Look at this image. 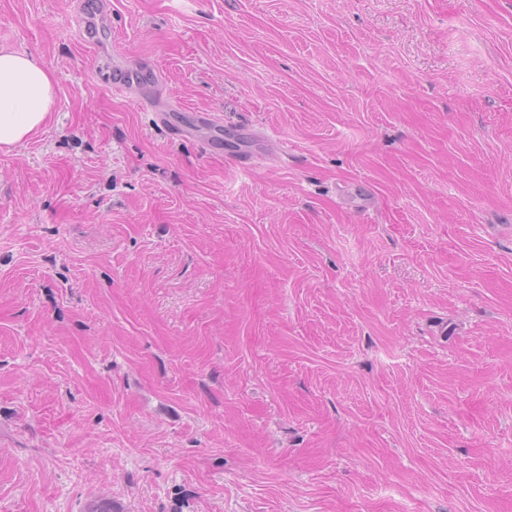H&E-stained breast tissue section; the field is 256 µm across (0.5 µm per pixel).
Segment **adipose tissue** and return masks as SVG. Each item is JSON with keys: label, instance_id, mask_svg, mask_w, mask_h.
I'll return each instance as SVG.
<instances>
[{"label": "adipose tissue", "instance_id": "obj_1", "mask_svg": "<svg viewBox=\"0 0 512 512\" xmlns=\"http://www.w3.org/2000/svg\"><path fill=\"white\" fill-rule=\"evenodd\" d=\"M53 103L46 65L26 54L0 50V147L25 141L45 123Z\"/></svg>", "mask_w": 512, "mask_h": 512}]
</instances>
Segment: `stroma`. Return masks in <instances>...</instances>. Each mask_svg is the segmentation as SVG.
Masks as SVG:
<instances>
[{
	"instance_id": "obj_1",
	"label": "stroma",
	"mask_w": 512,
	"mask_h": 512,
	"mask_svg": "<svg viewBox=\"0 0 512 512\" xmlns=\"http://www.w3.org/2000/svg\"><path fill=\"white\" fill-rule=\"evenodd\" d=\"M74 13L0 0V512H512V0ZM53 103L46 65L26 54L0 50V147L25 141L45 123ZM148 78L152 83V87L156 86L154 75L147 71L138 68H133L124 63H115L106 68V73L103 75V82L110 86L116 92H123L124 90L142 84ZM155 94L162 97L164 94L163 88L155 87Z\"/></svg>"
}]
</instances>
